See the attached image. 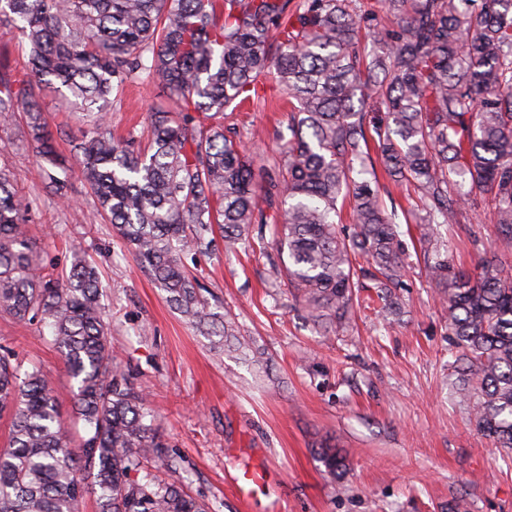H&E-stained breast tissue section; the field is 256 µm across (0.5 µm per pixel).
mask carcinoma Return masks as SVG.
<instances>
[{"label": "carcinoma", "instance_id": "1", "mask_svg": "<svg viewBox=\"0 0 512 512\" xmlns=\"http://www.w3.org/2000/svg\"><path fill=\"white\" fill-rule=\"evenodd\" d=\"M391 23L369 22L358 0H0V25L29 47L28 71L0 70V116L23 112L35 156L59 166L41 94L81 116L73 159L85 187L167 300L188 321L236 337L200 293L183 256L224 242L279 263L315 323L343 329L359 280L371 281L388 321L400 309L409 246L384 204L376 163L407 184L425 215L423 268L440 288L455 394L476 430L512 451V273L498 256L456 270L440 227L482 195L512 246V0H374ZM167 89L178 111L149 113L151 140L112 135L107 110L127 84ZM271 81L288 102V134L275 132L264 163L224 112ZM382 105L385 110L375 112ZM375 147L377 158L370 155ZM349 208L351 223L336 216ZM33 201L0 166V309L41 322L77 384L83 423L67 438L44 376L0 357V512H209L174 484L143 472L166 457L147 422L146 395L112 370L108 314L94 267L76 256L47 271L25 230ZM318 461L346 473L341 449Z\"/></svg>", "mask_w": 512, "mask_h": 512}]
</instances>
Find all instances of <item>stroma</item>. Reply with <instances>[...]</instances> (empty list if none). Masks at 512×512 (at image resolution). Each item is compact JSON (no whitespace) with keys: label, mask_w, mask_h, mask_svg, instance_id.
<instances>
[{"label":"stroma","mask_w":512,"mask_h":512,"mask_svg":"<svg viewBox=\"0 0 512 512\" xmlns=\"http://www.w3.org/2000/svg\"><path fill=\"white\" fill-rule=\"evenodd\" d=\"M273 83L239 114L245 132H259L260 157L272 155L285 129ZM61 160L82 125L55 94L42 99ZM174 109L168 90L136 84L115 100L112 131L147 132L151 107ZM0 163L22 193L35 200L31 237L55 272L68 271L74 250L99 273L116 365L149 396L153 426L168 445L175 470L148 471L177 482L211 512H448L464 497L470 512H512V468L502 449L477 433L465 406L448 388V340L435 286L415 266L404 294L407 316L383 324L375 303L357 309L346 329L325 332L306 319L264 258L216 240L211 253L186 258L203 295L235 325L248 352L204 335L167 301L101 215L79 174L69 177V203L47 186L26 135L22 114L0 118ZM448 258L473 269L483 251H499L487 207L458 212L448 225ZM0 355L38 369L50 382L70 434L76 384L39 324H20L0 310ZM342 448L350 469L329 475L314 451ZM263 473L251 504L229 475L241 466Z\"/></svg>","instance_id":"1"}]
</instances>
